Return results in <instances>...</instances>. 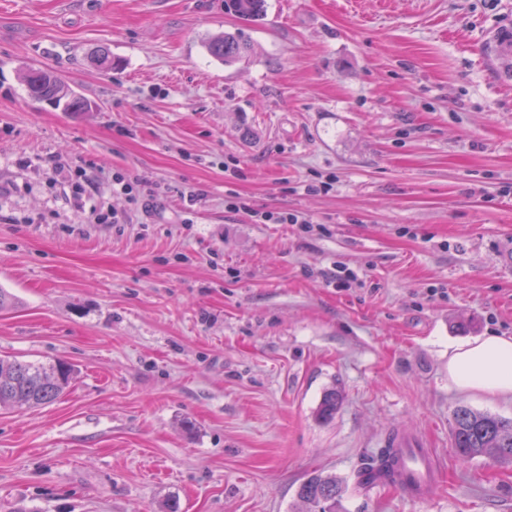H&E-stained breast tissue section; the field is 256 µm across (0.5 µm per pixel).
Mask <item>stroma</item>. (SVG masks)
<instances>
[{
    "mask_svg": "<svg viewBox=\"0 0 512 512\" xmlns=\"http://www.w3.org/2000/svg\"><path fill=\"white\" fill-rule=\"evenodd\" d=\"M224 31L251 46L231 66ZM31 67L91 111L34 101ZM50 156L144 196L87 223ZM0 288V356L77 370L0 410V512H292L397 430L439 460L428 501L337 512H512V463L452 436L512 401L448 379L449 345L512 336V0H0ZM264 0H224V12L239 18H253L260 15ZM206 48L211 56L224 61L226 65L239 61L246 53L248 44L241 41L236 34L224 31L211 36ZM255 223L258 224H302L304 228H310L309 224H313L307 217L288 213V211L277 213L276 215L270 212H253Z\"/></svg>",
    "mask_w": 512,
    "mask_h": 512,
    "instance_id": "obj_1",
    "label": "stroma"
}]
</instances>
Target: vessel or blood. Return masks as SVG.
Instances as JSON below:
<instances>
[{
  "instance_id": "1",
  "label": "vessel or blood",
  "mask_w": 512,
  "mask_h": 512,
  "mask_svg": "<svg viewBox=\"0 0 512 512\" xmlns=\"http://www.w3.org/2000/svg\"><path fill=\"white\" fill-rule=\"evenodd\" d=\"M393 446L398 458V489L410 500H427L430 485L438 470V459L432 449L426 448L420 440L398 433L393 436Z\"/></svg>"
}]
</instances>
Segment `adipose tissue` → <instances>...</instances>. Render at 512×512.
I'll use <instances>...</instances> for the list:
<instances>
[{"mask_svg":"<svg viewBox=\"0 0 512 512\" xmlns=\"http://www.w3.org/2000/svg\"><path fill=\"white\" fill-rule=\"evenodd\" d=\"M448 378L461 391L512 400V336H484L452 345Z\"/></svg>","mask_w":512,"mask_h":512,"instance_id":"obj_1","label":"adipose tissue"}]
</instances>
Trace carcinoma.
I'll return each instance as SVG.
<instances>
[{"instance_id":"obj_1","label":"carcinoma","mask_w":512,"mask_h":512,"mask_svg":"<svg viewBox=\"0 0 512 512\" xmlns=\"http://www.w3.org/2000/svg\"><path fill=\"white\" fill-rule=\"evenodd\" d=\"M263 3L264 0H224V12L239 18H253L260 15ZM206 48L214 58L232 64L242 58L248 44L236 34L224 31L211 36ZM24 81L35 101L55 107L61 105L66 112L91 109L88 100L46 70L29 68ZM73 374V366L61 360L45 364L0 357V409L28 410L49 404L66 392ZM338 403L336 390L327 391L317 410L318 419L333 418ZM453 421L454 445L462 460L486 457L512 463V418L463 406L454 410ZM370 472L390 474L389 449H384L358 471L355 488L366 487L365 476ZM345 492V483L335 475H311L297 490L295 512H336V504Z\"/></svg>"}]
</instances>
